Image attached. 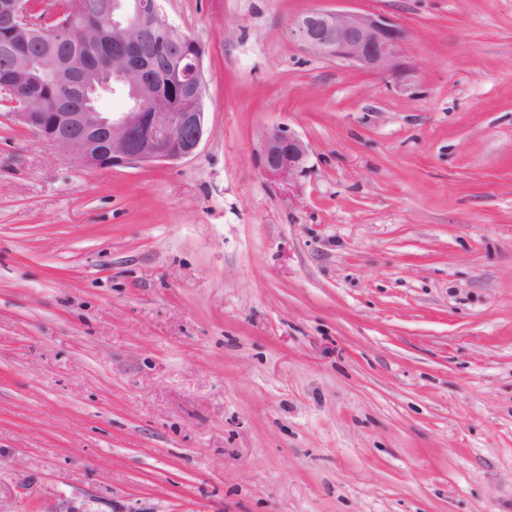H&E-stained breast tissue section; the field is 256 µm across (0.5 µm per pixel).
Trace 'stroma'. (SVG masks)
<instances>
[{"mask_svg": "<svg viewBox=\"0 0 512 512\" xmlns=\"http://www.w3.org/2000/svg\"><path fill=\"white\" fill-rule=\"evenodd\" d=\"M160 7L194 155L85 168L0 93V512H512V0ZM311 8L391 15L404 82ZM288 37L308 53L403 80L406 32L383 14L308 10L288 23ZM261 157L265 174L273 178L296 181L309 171L308 146L289 128H274L263 136Z\"/></svg>", "mask_w": 512, "mask_h": 512, "instance_id": "obj_1", "label": "stroma"}]
</instances>
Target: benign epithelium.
<instances>
[{"label":"benign epithelium","instance_id":"7a95c632","mask_svg":"<svg viewBox=\"0 0 512 512\" xmlns=\"http://www.w3.org/2000/svg\"><path fill=\"white\" fill-rule=\"evenodd\" d=\"M0 0V46L10 75L0 83L15 119L85 167L177 161L194 155L205 135L206 84L192 38L171 25L159 0L40 3ZM165 48L151 49L158 32ZM288 38L308 53L404 79L406 32L383 14L308 10L288 23ZM49 81L53 97L29 94ZM131 98L127 112H96L99 89ZM266 175L295 181L309 171V149L290 129L268 131L261 144Z\"/></svg>","mask_w":512,"mask_h":512}]
</instances>
